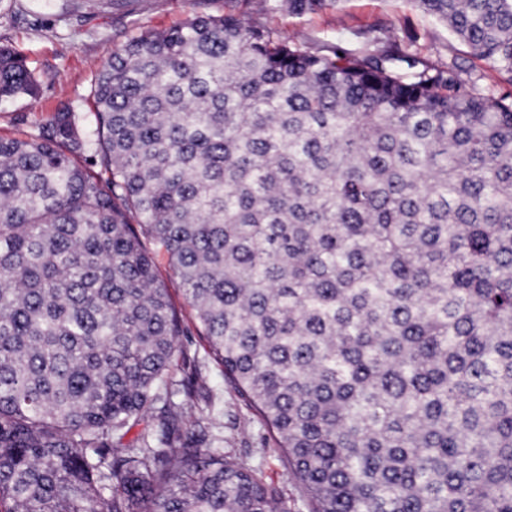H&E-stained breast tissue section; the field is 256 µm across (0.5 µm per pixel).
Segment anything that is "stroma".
I'll return each instance as SVG.
<instances>
[{"instance_id": "stroma-1", "label": "stroma", "mask_w": 512, "mask_h": 512, "mask_svg": "<svg viewBox=\"0 0 512 512\" xmlns=\"http://www.w3.org/2000/svg\"><path fill=\"white\" fill-rule=\"evenodd\" d=\"M235 9L245 19L277 31L288 41L330 54L361 53L380 36L385 49L417 51L434 65H456L484 93L512 96V85L498 83L490 65L474 57L447 26L410 0H341L338 7L292 15L268 10L261 0H134L125 10L59 20L54 0H0V45L11 47L34 75L37 98H21L0 108V134L22 137L36 132L54 112L78 113L84 130L94 118L89 93L97 68L113 51L145 30H166L195 14L221 15ZM170 299L180 313L184 336L170 376L180 382L197 375L204 382L193 400L174 395L183 406L184 425L219 443L225 454L253 469L261 483L275 489L285 512H310L312 505L261 417L209 355L200 328L185 300L183 284L168 266L164 248L148 243Z\"/></svg>"}]
</instances>
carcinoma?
Listing matches in <instances>:
<instances>
[{
  "label": "carcinoma",
  "mask_w": 512,
  "mask_h": 512,
  "mask_svg": "<svg viewBox=\"0 0 512 512\" xmlns=\"http://www.w3.org/2000/svg\"><path fill=\"white\" fill-rule=\"evenodd\" d=\"M411 2L512 83V0ZM378 44L194 15L112 53L92 132L0 136V512H280L183 430L148 240L313 512H512V103ZM37 91L0 46V105Z\"/></svg>",
  "instance_id": "cac0c4a2"
}]
</instances>
